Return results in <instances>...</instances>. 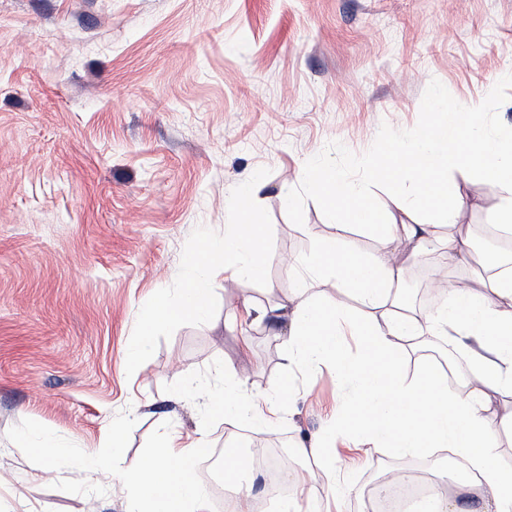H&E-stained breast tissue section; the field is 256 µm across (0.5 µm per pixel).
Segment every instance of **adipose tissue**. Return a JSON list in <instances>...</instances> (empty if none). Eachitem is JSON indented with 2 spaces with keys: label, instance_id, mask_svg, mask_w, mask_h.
<instances>
[{
  "label": "adipose tissue",
  "instance_id": "obj_1",
  "mask_svg": "<svg viewBox=\"0 0 512 512\" xmlns=\"http://www.w3.org/2000/svg\"><path fill=\"white\" fill-rule=\"evenodd\" d=\"M437 110L411 143L388 141L369 170L371 177L391 182L400 211L430 214L429 223H392L361 185L347 181L334 166L315 163L305 169L304 181L323 195L334 230L314 253L293 263L306 274L288 301L284 347L289 359L303 367H330L338 386L353 393L346 416L308 449L320 458V477L333 499L347 491L329 453L342 435L367 457L389 447L415 456L448 447L466 457L477 473L481 505L451 504L436 495L426 512H512V469L496 463L497 431L486 418L496 396L512 393V272L490 275L480 293L451 291L444 308L419 318L387 311L391 291L404 277L402 267L388 258L401 239L438 249L440 259L453 268L471 264L469 237L454 232L461 203L448 188L449 171L465 167L496 186L501 197L495 223L512 231V137L490 136L475 107L442 103ZM348 224L379 230L385 252L353 248L343 233ZM326 281L333 292H320ZM343 293L378 310V318L349 317L339 299ZM451 333L478 341L472 352L476 389L449 394L446 376L430 368L403 377L404 340ZM289 394L281 388L274 398L257 399L240 382L225 381L224 418L272 425ZM125 427V421H113L105 452L75 457L86 479L103 472L119 475L130 492L126 512H210L209 494L194 475L196 460L208 450L206 429L198 428L191 437L163 431L153 450L129 465L121 455Z\"/></svg>",
  "mask_w": 512,
  "mask_h": 512
}]
</instances>
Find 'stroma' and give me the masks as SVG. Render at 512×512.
Listing matches in <instances>:
<instances>
[{
	"label": "stroma",
	"mask_w": 512,
	"mask_h": 512,
	"mask_svg": "<svg viewBox=\"0 0 512 512\" xmlns=\"http://www.w3.org/2000/svg\"><path fill=\"white\" fill-rule=\"evenodd\" d=\"M438 99L512 135V0H0V512H124L121 479L87 481L72 458L102 449L114 419L129 421L130 463L167 429L207 425L222 453L261 439L206 415L199 392L220 391L229 363L255 395L290 387L275 428L289 447L324 433L346 409L335 378L304 373L282 335L240 317L243 302L293 295L300 275L277 261L264 287L215 278L214 319L130 375L132 330L191 232L223 231L257 169L275 250L309 255L333 230L303 181L312 161L406 223L369 162L410 142ZM448 186L470 215L459 231L493 222L494 194L454 173ZM47 438L63 453H37ZM402 459L337 448L343 512Z\"/></svg>",
	"instance_id": "obj_1"
}]
</instances>
